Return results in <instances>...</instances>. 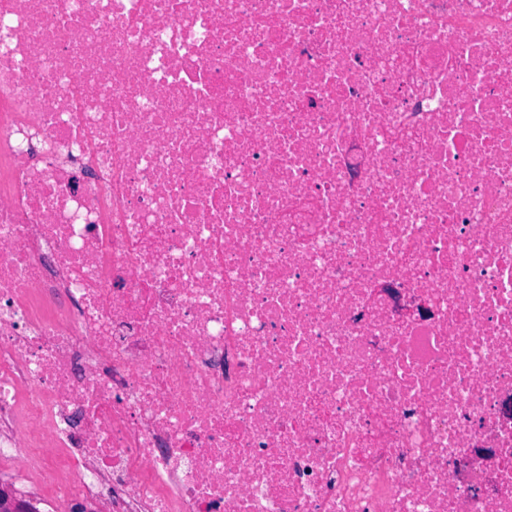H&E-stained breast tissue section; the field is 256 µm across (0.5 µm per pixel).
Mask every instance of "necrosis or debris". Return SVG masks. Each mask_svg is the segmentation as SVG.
I'll use <instances>...</instances> for the list:
<instances>
[{
    "label": "necrosis or debris",
    "instance_id": "obj_1",
    "mask_svg": "<svg viewBox=\"0 0 512 512\" xmlns=\"http://www.w3.org/2000/svg\"><path fill=\"white\" fill-rule=\"evenodd\" d=\"M0 464L512 512V0H0Z\"/></svg>",
    "mask_w": 512,
    "mask_h": 512
}]
</instances>
